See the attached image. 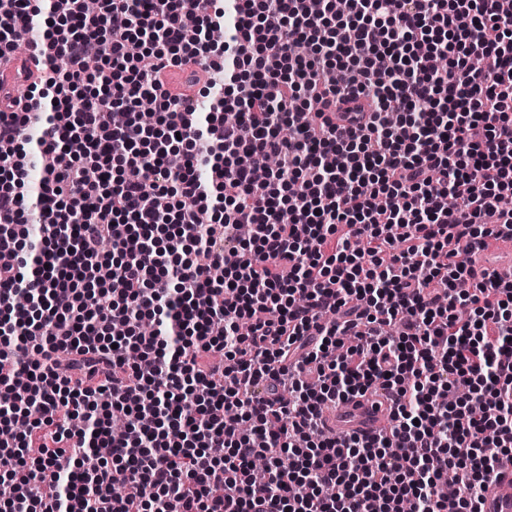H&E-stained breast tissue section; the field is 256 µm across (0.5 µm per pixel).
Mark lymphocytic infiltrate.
<instances>
[{
  "instance_id": "lymphocytic-infiltrate-1",
  "label": "lymphocytic infiltrate",
  "mask_w": 512,
  "mask_h": 512,
  "mask_svg": "<svg viewBox=\"0 0 512 512\" xmlns=\"http://www.w3.org/2000/svg\"><path fill=\"white\" fill-rule=\"evenodd\" d=\"M323 2L0 0V59L41 25L57 64L0 109V512H480L512 454V277L477 265L512 240V8ZM189 61L209 111L155 78ZM374 385L389 432L322 427Z\"/></svg>"
}]
</instances>
